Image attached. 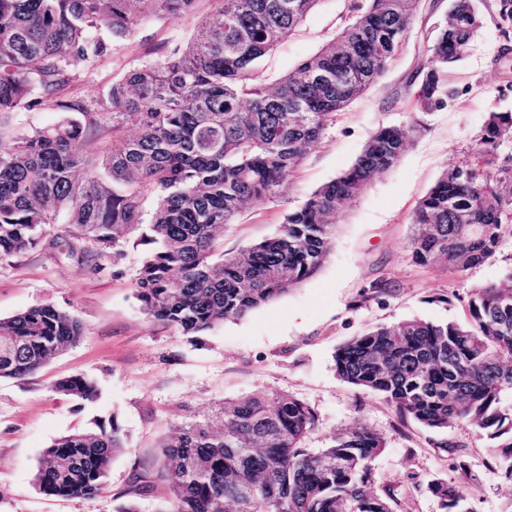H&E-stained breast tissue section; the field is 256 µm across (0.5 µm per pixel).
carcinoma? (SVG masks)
<instances>
[{"label": "carcinoma", "mask_w": 512, "mask_h": 512, "mask_svg": "<svg viewBox=\"0 0 512 512\" xmlns=\"http://www.w3.org/2000/svg\"><path fill=\"white\" fill-rule=\"evenodd\" d=\"M197 0H0V260L66 243L93 271L117 259L134 233L152 245L133 283L143 311L198 334L243 317L315 275L332 243V218L353 207L420 132L382 126L354 163L288 211L279 232L236 254L217 253L224 225L247 205L283 193L347 108L403 50L416 0H367L316 54L269 84L258 63L294 34L319 0H218L186 50L135 68L108 94L74 93L76 76L129 38L143 19L189 13ZM512 54V0H497ZM482 25L475 0H449L447 20L408 78L428 111L444 103L449 78ZM48 106L58 121L15 124ZM512 112L491 111L464 162L444 171L418 201L408 248L420 266L452 274L512 244ZM393 288L371 282L360 302ZM466 321L408 320L369 328L336 351L337 377L382 398L401 422L445 434L457 423L489 441L494 471L512 485V269L470 291ZM84 326L52 305L0 319V378L41 369ZM59 392L90 399L93 380ZM317 423L304 402L282 395L224 403L216 416L181 426L163 450L170 495L157 512H393L394 487L376 489L372 461L384 439L364 425L325 448H305ZM454 467L463 444L444 439ZM124 442L117 423L73 434L46 449L35 480L65 497L105 493ZM428 489L444 512H475L462 489Z\"/></svg>", "instance_id": "carcinoma-1"}]
</instances>
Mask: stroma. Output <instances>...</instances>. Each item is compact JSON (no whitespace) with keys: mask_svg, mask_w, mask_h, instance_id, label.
I'll list each match as a JSON object with an SVG mask.
<instances>
[{"mask_svg":"<svg viewBox=\"0 0 512 512\" xmlns=\"http://www.w3.org/2000/svg\"><path fill=\"white\" fill-rule=\"evenodd\" d=\"M358 0H318L300 31L263 58L270 83L317 52L353 16ZM216 0H197L189 14L148 18L129 41L80 73L74 87L88 97L106 96L129 70L186 47ZM447 0H417L403 51L386 73L336 117L296 172L284 178L285 195L242 210L226 225L219 247L231 255L276 234L284 213L349 168L378 127L417 124L421 132L398 163L375 179L348 211L337 213L332 248L321 270L281 298L245 317L186 335L149 317L133 283L149 251L130 239L117 262L100 272L82 269L64 251L38 247L0 261V318L52 305L84 325L79 342L24 378H0V512H114L130 502L155 512L169 494L160 476L162 447L177 426L204 420L229 400L287 395L311 406L318 418L303 444L326 447L357 424L381 434L386 446L373 463L379 484L392 485L396 512H443L428 485L447 480L461 487L476 512H512V486L493 469L488 443L460 424L449 439L465 446L469 466L454 468L435 447L434 435L415 423L400 424L381 398L342 382L337 349L364 329L421 319L461 321L471 289L501 279L512 268V245L492 260L459 274L441 265L420 266L406 248L411 216L420 198L447 168L460 164L488 112L512 111V62L497 60L503 41L495 0H485L483 24L454 71L441 107L420 111L406 79L424 57L447 15ZM393 281L388 294L361 301L370 282ZM96 381L90 400L55 390L61 379ZM117 423L124 450L112 461L107 491L93 499L46 494L34 481L45 450L58 438ZM149 489L134 494L133 474Z\"/></svg>","mask_w":512,"mask_h":512,"instance_id":"obj_1","label":"stroma"}]
</instances>
